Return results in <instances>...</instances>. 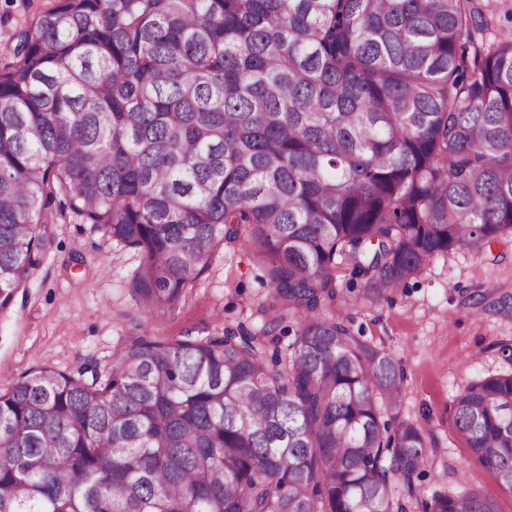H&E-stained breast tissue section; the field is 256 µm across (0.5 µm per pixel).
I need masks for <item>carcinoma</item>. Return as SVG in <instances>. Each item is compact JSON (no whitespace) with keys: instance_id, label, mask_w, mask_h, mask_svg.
<instances>
[{"instance_id":"cac0c4a2","label":"carcinoma","mask_w":512,"mask_h":512,"mask_svg":"<svg viewBox=\"0 0 512 512\" xmlns=\"http://www.w3.org/2000/svg\"><path fill=\"white\" fill-rule=\"evenodd\" d=\"M488 0H57L0 66V308L60 198L142 251L146 316L246 237L259 331L160 341L0 391V512H409L432 448L404 373L327 310L512 230V36ZM307 312L288 351L289 313ZM512 492V373L449 407ZM426 512H499L461 482Z\"/></svg>"}]
</instances>
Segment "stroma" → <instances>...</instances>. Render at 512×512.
Instances as JSON below:
<instances>
[{
    "label": "stroma",
    "instance_id": "obj_1",
    "mask_svg": "<svg viewBox=\"0 0 512 512\" xmlns=\"http://www.w3.org/2000/svg\"><path fill=\"white\" fill-rule=\"evenodd\" d=\"M54 0H0V62H7L13 36ZM52 242L24 290L0 310V389L40 367L77 372L97 364L109 372L112 358L134 323L160 340L204 337L224 328H260L271 288L245 240L225 244L183 291L175 312L145 319L133 285L139 250L103 237L93 225L52 205ZM497 302L477 303L487 286ZM333 310L350 319L356 334L399 363L404 382L400 419L417 424L433 449L420 480L425 498L448 494L460 481L492 495L499 512H512V493L468 448L448 415L456 391L480 376L512 371L502 348L512 346V239L490 253L456 251L434 259L387 299L369 302L364 282L347 260L336 265Z\"/></svg>",
    "mask_w": 512,
    "mask_h": 512
}]
</instances>
